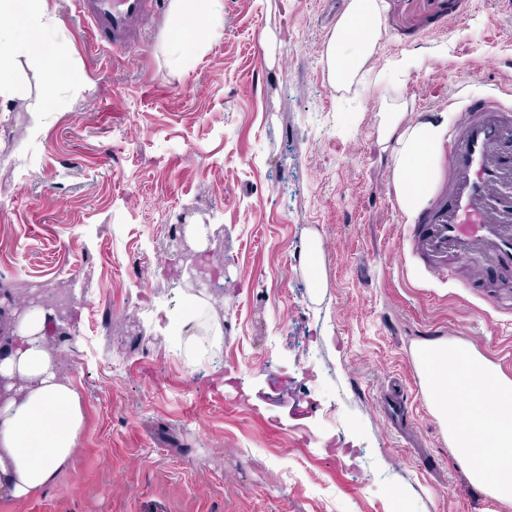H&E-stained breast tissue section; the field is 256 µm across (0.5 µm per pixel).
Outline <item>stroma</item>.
Listing matches in <instances>:
<instances>
[{"label": "stroma", "mask_w": 512, "mask_h": 512, "mask_svg": "<svg viewBox=\"0 0 512 512\" xmlns=\"http://www.w3.org/2000/svg\"><path fill=\"white\" fill-rule=\"evenodd\" d=\"M346 0H224V27L199 34L192 66L146 27L136 49L97 53L72 0H48L71 35L66 106L46 112L40 65L0 117V274L78 286L50 328L60 376L86 427L46 512H512L473 484L424 393L415 345H466L512 377V312L482 281L427 272L406 239L393 158L376 143L383 90H336L322 61ZM387 0L372 60L412 115L512 86V11L503 0ZM409 58L414 67L393 70ZM219 227V286L204 289L224 353L189 364L164 335L188 309L192 236ZM321 243V289L302 260ZM143 275H133L129 257ZM321 411L294 418L226 400L272 370ZM400 420L381 408L392 383Z\"/></svg>", "instance_id": "stroma-1"}]
</instances>
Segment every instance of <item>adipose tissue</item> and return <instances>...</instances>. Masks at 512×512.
<instances>
[{
  "mask_svg": "<svg viewBox=\"0 0 512 512\" xmlns=\"http://www.w3.org/2000/svg\"><path fill=\"white\" fill-rule=\"evenodd\" d=\"M386 0H347L325 43L322 57L331 84L350 88L370 73V62L383 35ZM171 28L164 46L183 65L194 57L183 37L202 28L215 32L224 24V0H171ZM71 40L49 16L47 0H0V112L23 99L16 78L20 60L43 66L42 99L47 111L65 106L59 89L61 64L68 60ZM448 133V115L424 120L408 117V104L381 96L376 136L394 157L392 184L400 211L414 218L427 203L435 162ZM47 312L28 323L0 357V377L7 396L0 401V500L20 501L44 492L68 466L83 433L85 415L79 392L59 377L56 358L45 344ZM187 357L197 352L198 334H206L212 351L224 343L221 324L208 316L205 300L194 310L171 317Z\"/></svg>",
  "mask_w": 512,
  "mask_h": 512,
  "instance_id": "ef3b65f1",
  "label": "adipose tissue"
}]
</instances>
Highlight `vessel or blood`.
Listing matches in <instances>:
<instances>
[{"label": "vessel or blood", "mask_w": 512, "mask_h": 512, "mask_svg": "<svg viewBox=\"0 0 512 512\" xmlns=\"http://www.w3.org/2000/svg\"><path fill=\"white\" fill-rule=\"evenodd\" d=\"M86 26L107 47L137 45L160 0H74ZM448 130L446 174L407 240L424 268L441 277L460 268L512 288V101L487 92L460 106Z\"/></svg>", "instance_id": "1"}]
</instances>
